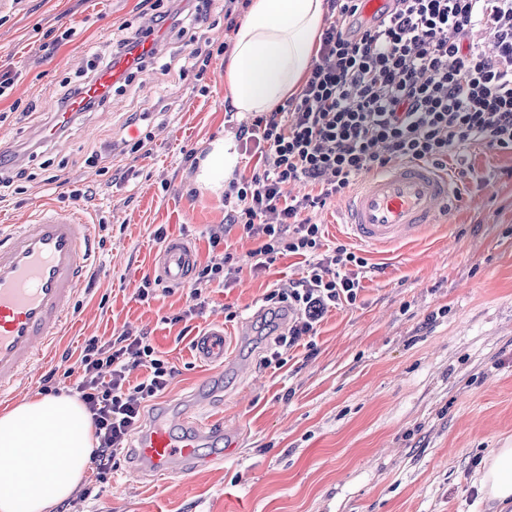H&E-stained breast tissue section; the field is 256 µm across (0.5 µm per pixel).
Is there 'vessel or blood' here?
<instances>
[{"label": "vessel or blood", "instance_id": "1", "mask_svg": "<svg viewBox=\"0 0 512 512\" xmlns=\"http://www.w3.org/2000/svg\"><path fill=\"white\" fill-rule=\"evenodd\" d=\"M123 69L118 63L100 71L88 87L89 95H101ZM457 198L458 188L446 171L425 162H400L365 178L338 210L353 239L382 249L425 236ZM91 256L90 226L74 208L43 206L27 223L0 233V396L53 344L72 313ZM196 262L191 246L175 237L156 253L154 271L160 280L179 284ZM195 349L200 361L223 368V323H213L198 336ZM223 442V425L198 412L185 411L176 418L161 414L138 439L137 471L157 479L190 475L200 444Z\"/></svg>", "mask_w": 512, "mask_h": 512}]
</instances>
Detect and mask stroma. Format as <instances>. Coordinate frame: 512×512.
Listing matches in <instances>:
<instances>
[{
	"instance_id": "1",
	"label": "stroma",
	"mask_w": 512,
	"mask_h": 512,
	"mask_svg": "<svg viewBox=\"0 0 512 512\" xmlns=\"http://www.w3.org/2000/svg\"><path fill=\"white\" fill-rule=\"evenodd\" d=\"M203 38L218 49L204 73L186 69L188 38L158 17L170 0H0V150L23 155L21 179L0 192V227L25 223L42 201L77 205L93 227L96 262L73 317L49 359L26 375L0 412L39 395H73L76 357L92 337L148 336L173 368L167 391L149 402L194 406L223 423L233 447L202 449L188 478L127 472L118 450L111 473L84 512H489L479 491L483 460L512 441V154L468 145L449 161L458 207L430 237L379 252L362 247L369 272L354 305L331 309L313 347L264 362L285 328L264 295L301 277L300 256L243 270L209 289L202 315L182 319L191 286L155 284L158 243L187 239L206 262L210 235L247 262L258 245L228 224L223 197L199 189L197 160L240 119L225 100L222 53L234 33L224 0H194ZM154 24L161 64L145 63L112 88L102 108L76 115L52 140L43 131L66 85L87 82L91 55L111 59V41ZM70 40L52 46L63 30ZM144 147L133 151L136 140ZM112 151V168L87 165ZM90 188L71 202L74 188ZM224 324L223 369L200 362L193 341Z\"/></svg>"
}]
</instances>
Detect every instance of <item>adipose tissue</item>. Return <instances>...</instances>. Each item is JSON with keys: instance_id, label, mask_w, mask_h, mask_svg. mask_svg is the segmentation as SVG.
<instances>
[{"instance_id": "1", "label": "adipose tissue", "mask_w": 512, "mask_h": 512, "mask_svg": "<svg viewBox=\"0 0 512 512\" xmlns=\"http://www.w3.org/2000/svg\"><path fill=\"white\" fill-rule=\"evenodd\" d=\"M324 0H251L233 38L224 73L226 98L240 116L268 112L297 95L317 51ZM239 161L234 133L201 158L197 183L224 190ZM97 439L90 414L76 398H28L0 412V512H48L72 497ZM480 491L499 512H512V443L485 458Z\"/></svg>"}]
</instances>
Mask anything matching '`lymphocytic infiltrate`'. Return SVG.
Here are the masks:
<instances>
[{
  "label": "lymphocytic infiltrate",
  "instance_id": "lymphocytic-infiltrate-1",
  "mask_svg": "<svg viewBox=\"0 0 512 512\" xmlns=\"http://www.w3.org/2000/svg\"><path fill=\"white\" fill-rule=\"evenodd\" d=\"M326 23L305 84L288 108L255 114L238 139L256 162L224 191L229 221L257 239L254 270L280 255L305 257L298 281L274 287L266 301L290 308L282 347L317 333L329 309L355 304L367 260L326 246L306 211L346 197L360 177L391 164L446 166L473 142L512 154V0H390L372 20L360 0H326ZM492 44L486 53L484 44ZM303 183L307 194L284 196ZM216 251L200 265L192 294L201 297L241 268ZM146 376L130 382L128 367ZM76 391L98 438L96 479L105 481L125 437L147 404L167 390L172 370L143 337L123 344L89 340L77 361Z\"/></svg>",
  "mask_w": 512,
  "mask_h": 512
}]
</instances>
